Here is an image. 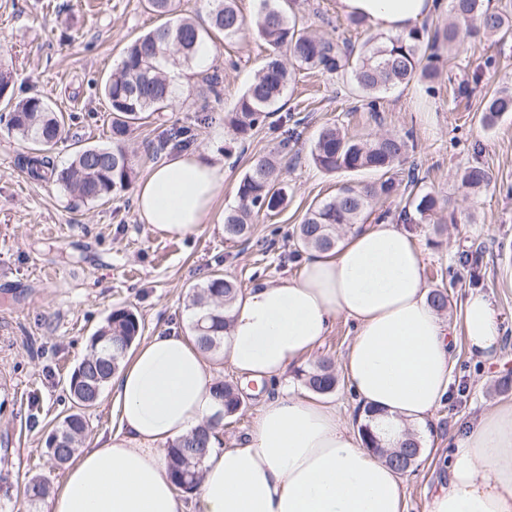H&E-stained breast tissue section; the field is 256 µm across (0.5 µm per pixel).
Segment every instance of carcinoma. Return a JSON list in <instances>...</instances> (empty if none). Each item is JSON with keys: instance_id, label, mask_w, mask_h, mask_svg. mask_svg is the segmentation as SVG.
Masks as SVG:
<instances>
[{"instance_id": "carcinoma-1", "label": "carcinoma", "mask_w": 512, "mask_h": 512, "mask_svg": "<svg viewBox=\"0 0 512 512\" xmlns=\"http://www.w3.org/2000/svg\"><path fill=\"white\" fill-rule=\"evenodd\" d=\"M146 4L165 22L133 40L124 51L119 67L101 86L112 112V143L77 147L66 167L58 168L51 158L64 128L63 117L41 96L14 100L13 73L0 67V98L7 110L6 128L32 147L24 158L27 174L34 180L51 181L64 187L82 204L105 202L132 183L136 165L124 141L131 128L145 119V114L164 112L179 103L184 105L192 96H202L204 89L215 87L218 78L212 76L193 90L177 92L165 68L167 63L190 66L199 48L215 35L232 42L250 30L269 46L263 66L227 117L229 141L236 142L251 137L271 114L281 109L280 102L296 70L346 74L353 91L370 96L406 86L416 79L433 81L437 72L422 64L423 59L434 58L445 47L460 48L462 25L480 39L512 32V16L490 8L485 0H451L453 22L430 30L416 29L405 35L373 37L358 48H342L309 31L289 14L282 0H259L257 13L249 21L238 10L236 0H206L204 14L194 17L178 14V0H146ZM509 112H512V89L489 97L482 123L491 128ZM411 148L413 145L405 136L357 139L334 125L323 127L310 151L311 160L318 168L326 173L370 171L380 174V178L361 186H344L334 198L311 206L294 231V245L306 250L335 249L340 227L365 223L373 212V204L391 198L395 182L388 174L404 161ZM281 177L278 151L259 159L242 175L236 189L237 205L224 215L226 240H249L252 216L274 212L284 204L286 189ZM488 181V172L480 166H471L460 175V187L466 196L477 195ZM449 205L451 200H443L431 192L412 194L400 216L410 221L416 215L419 221L429 223ZM239 291L234 281L216 273L192 295L191 306L199 309V313L192 320L191 331L203 351L217 353L223 347L228 312ZM141 332L138 315L122 307L113 310L91 337L88 352L69 380L73 410L59 421L45 441V453L55 464H68L83 447L88 424L82 409L97 404ZM299 378L308 391L322 395L333 392L338 385L335 371L325 360L300 371ZM213 392L224 409L214 420L167 445L168 474L182 493L198 490L215 421L231 418L242 409V395L234 383L217 381ZM360 437L366 447L378 450L399 471L409 469L421 456V448L412 439L398 448H381L367 424L361 426ZM48 494L49 485L39 475L30 477L25 484L24 497L31 506Z\"/></svg>"}]
</instances>
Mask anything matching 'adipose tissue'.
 Instances as JSON below:
<instances>
[{"instance_id": "ef3b65f1", "label": "adipose tissue", "mask_w": 512, "mask_h": 512, "mask_svg": "<svg viewBox=\"0 0 512 512\" xmlns=\"http://www.w3.org/2000/svg\"><path fill=\"white\" fill-rule=\"evenodd\" d=\"M340 13L394 36L418 28L434 0H337ZM224 192V166L196 153L151 165L135 190L141 223L161 236L198 235ZM421 248L387 218L349 231L331 252L310 251L300 273L239 293L224 334V358L245 380L275 381L301 363L336 317L355 335L343 369L387 448L420 435L450 393L453 344L497 362L498 314L484 294L463 303L462 326L429 304ZM214 360L180 328L144 340L110 380L119 416L71 461L46 512H188L163 447L218 411ZM446 480L428 512H512V402L499 404L456 440ZM403 475L361 445L330 402L281 395L261 403L248 444L214 445L203 463L198 512H406Z\"/></svg>"}]
</instances>
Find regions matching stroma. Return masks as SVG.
<instances>
[{"label": "stroma", "instance_id": "1", "mask_svg": "<svg viewBox=\"0 0 512 512\" xmlns=\"http://www.w3.org/2000/svg\"><path fill=\"white\" fill-rule=\"evenodd\" d=\"M290 12L341 42L358 45L372 34L369 26L348 25L336 0H291ZM159 23L143 0H0V66L13 72L14 97L40 95L65 116L51 153L56 166L70 162L76 143H111L112 114L100 85L127 44ZM267 53L266 42L253 33L217 41L208 66L220 76L210 98L212 121L200 123L194 109L177 107L151 114L126 140L141 175L165 159L156 145L180 126L192 127L195 152L223 164L224 194L190 239H166L140 223L133 190L106 204L78 205L55 183L31 180L22 167L21 142L0 123V512H44V505L32 509L25 502L26 480L39 474L54 488L63 478L66 469L48 459L45 440L70 413L69 377L113 309L137 312L147 338L171 324L188 328L191 289L212 272L244 289L298 274L304 254L292 235L308 207L342 186L376 179L372 172L328 174L312 163L310 148L326 125L355 138L412 135L416 149L396 176V193L377 210L397 216L414 190L452 199L454 221L405 226L423 252L426 281L448 292L445 321L461 325V302L472 292L486 293L501 318L497 365L486 366L464 339L456 341L450 394L428 422L429 445L404 475L408 512H427L444 477L440 458L455 437L512 401V387H498L512 383V114L490 129L481 122L487 97L512 88V35L464 38L459 51L433 60L434 83L380 93L374 112L342 78L296 72L282 110L225 155L224 117ZM283 142L290 162L287 202L256 216L249 240H225L224 213L236 204L239 179ZM472 165L484 167L491 181L467 197L458 188L459 175ZM354 332L352 321L337 318L304 367L327 359L341 368Z\"/></svg>", "mask_w": 512, "mask_h": 512}]
</instances>
